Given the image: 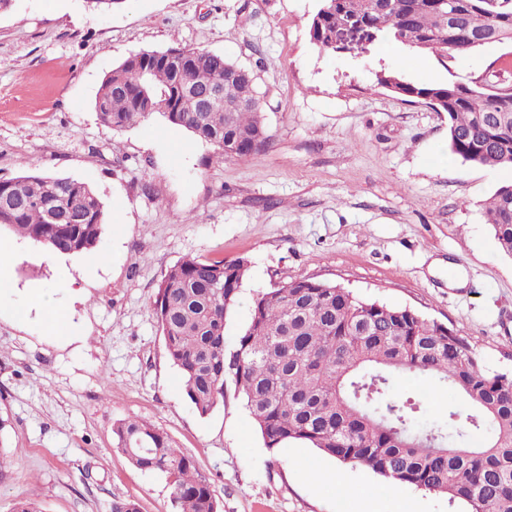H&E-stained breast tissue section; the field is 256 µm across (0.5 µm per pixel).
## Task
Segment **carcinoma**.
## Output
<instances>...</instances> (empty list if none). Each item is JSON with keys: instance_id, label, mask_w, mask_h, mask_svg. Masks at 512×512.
<instances>
[{"instance_id": "obj_1", "label": "carcinoma", "mask_w": 512, "mask_h": 512, "mask_svg": "<svg viewBox=\"0 0 512 512\" xmlns=\"http://www.w3.org/2000/svg\"><path fill=\"white\" fill-rule=\"evenodd\" d=\"M355 19L442 64L489 44L512 45V0H323L310 19L315 50L335 52L336 30ZM476 78L422 85L383 68L379 85L447 114L451 154L512 168V66L497 58ZM224 88L209 112H191L184 87ZM249 108L229 111L243 97ZM100 123L123 130L155 116L214 148L213 158L260 153L269 136L256 77L210 51L140 50L102 79L94 99ZM500 250L512 255V184L485 208ZM105 225L95 189L71 177L26 171L0 180V227L66 254L90 253ZM249 269L246 259L186 258L167 272L153 303L166 355L202 416L234 385L267 448L303 444L398 485L448 496L468 512H512V373L490 372L454 329L406 306L365 299L349 288L303 279L257 292L235 344L227 316ZM404 374L430 377L465 398L424 419L423 401L394 393ZM116 447L136 468L166 477L175 512H220L196 460L163 430L124 420ZM475 433L483 441H471Z\"/></svg>"}]
</instances>
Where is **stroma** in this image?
<instances>
[{
  "instance_id": "35a3bbf8",
  "label": "stroma",
  "mask_w": 512,
  "mask_h": 512,
  "mask_svg": "<svg viewBox=\"0 0 512 512\" xmlns=\"http://www.w3.org/2000/svg\"><path fill=\"white\" fill-rule=\"evenodd\" d=\"M317 0H125L110 13L84 0H16L0 13V177L25 169L85 182L106 224L93 253L59 256L0 230L13 254L0 289V512L21 498L43 512H173L158 473L132 466L112 427L164 430L209 478L221 512H463L462 504L397 486L313 448H266L240 396L199 415L169 362L152 304L167 271L188 258H247L225 342L247 324L254 295L274 283H339L407 306L464 337L486 369L512 371V256L485 221L512 169L439 160L446 114L378 86L388 68L419 83L478 75L505 47L443 66L429 53L373 46L361 57L318 54ZM182 47L251 69L269 146L216 162L213 147L151 118L116 131L98 121L102 78L130 53ZM455 266L463 287L448 284ZM41 289L32 300L31 289ZM64 309L63 334L44 312ZM396 390L429 415L469 407L416 376ZM338 470L342 483L321 479Z\"/></svg>"
}]
</instances>
